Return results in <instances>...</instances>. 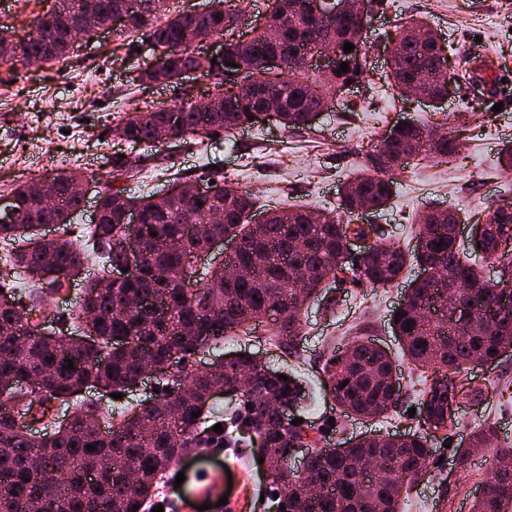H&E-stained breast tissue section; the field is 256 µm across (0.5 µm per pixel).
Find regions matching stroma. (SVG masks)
Returning <instances> with one entry per match:
<instances>
[{"label":"stroma","mask_w":512,"mask_h":512,"mask_svg":"<svg viewBox=\"0 0 512 512\" xmlns=\"http://www.w3.org/2000/svg\"><path fill=\"white\" fill-rule=\"evenodd\" d=\"M388 2L386 10L376 11L367 31L375 45L369 53L372 74L334 99L310 128L287 131L266 121L238 129L230 145L223 137L214 138L203 157L173 143L153 145V153L186 177L197 174L201 161H208L256 192L265 205L332 209L339 203L341 184L360 168L387 130L402 121H432L459 141L455 161L426 159L397 170L390 202L359 219L409 250L415 244L418 212L450 207L459 210L464 221L461 234L469 236L471 224L485 218L489 208L512 201V175L498 166L500 149L512 141V0ZM418 16L447 47L491 56L497 89H485L476 102L468 98L466 87L459 86L436 109L388 91L380 78L386 66L385 38L396 25ZM143 62L134 46L104 29L93 39L77 41L62 63L14 73L0 69V196L12 185L51 172L65 159L91 180L85 209L74 218L75 224L89 223L97 201L93 179L100 166L124 147L111 133L115 120L181 96L176 84L134 83ZM419 272L417 265H408L400 279L384 288L340 284L328 292L327 299L335 303L329 311L325 299H315L302 312L303 331L295 354H283L269 343L268 321L257 326L247 342L224 341L216 353L225 356L244 349L296 376L305 393L299 418L331 445L374 432H426L421 415L411 412L419 404L421 378L403 358L391 324L392 311ZM352 336L367 337L395 359L402 396L387 417L344 416L326 395L324 367ZM468 375L478 383L495 385L496 391L481 403L464 404L458 429L432 435L436 455H448L473 426L487 421L497 424L500 436H512V357L489 368L471 367ZM258 458L253 443L220 454L209 447L197 449L180 460L185 480L180 487L169 488L166 497L182 501L185 512H199L204 504L209 512H226L219 504L224 496L236 501V512H276L273 490ZM449 476L443 487L431 480L420 483L403 512H471L473 495L486 476L483 453H475L469 472Z\"/></svg>","instance_id":"obj_1"}]
</instances>
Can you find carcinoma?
<instances>
[{
    "label": "carcinoma",
    "instance_id": "carcinoma-1",
    "mask_svg": "<svg viewBox=\"0 0 512 512\" xmlns=\"http://www.w3.org/2000/svg\"><path fill=\"white\" fill-rule=\"evenodd\" d=\"M212 2L213 10L202 17L186 12L164 17L157 0H51L32 20L26 37L17 40L0 28V45H14L12 53H0V66L12 73L33 56L45 64L63 61L82 31L85 14L91 12L106 24L122 11L126 20L114 31L132 39L146 58L134 80L176 83L195 63L188 37L223 36L245 22L234 0ZM300 2L274 0L266 29L252 32L247 40L224 43V60L231 65L217 71L213 86L231 94V108L224 109L221 100L211 111L200 112L191 100L181 99L118 121L113 133L142 153L112 155L110 168L95 178L101 184L97 222L80 227L79 234L71 236L68 230L71 218L84 208V201L71 194L82 178L79 171L56 168L10 189L18 212L14 222L0 223V242L11 245L5 277L29 305L0 295V512H147L171 465L207 446L206 432L218 423L229 448L254 437L264 441L271 483L280 489L279 503L288 512H401L411 490L430 475L433 448L428 436L366 434L336 448L315 445L309 475L303 477L290 464L291 450L306 446L303 428L285 426L281 419L283 408L293 412L300 407L302 388L291 378H278L281 371L245 350L206 371L182 369L171 380L163 373L166 391L159 398L112 407V395L132 390L146 366L171 368L226 338L243 340L271 315L278 316L271 344L288 353L301 333L304 305L343 271L353 282L378 288L398 280L412 261L421 267L423 276L411 282L392 327L402 356L434 374L422 391L424 423L430 428L451 430L461 421V388L451 377L467 365L492 366L512 352V303L502 301L506 287L512 286V250L502 249L512 241V218L489 210L485 227L471 233L465 249L457 241L463 223L459 212L423 211L416 218L413 252L381 237L355 257L347 249L350 236H365L367 230L344 223L343 215L359 203L374 210L385 206L395 191L394 167L429 157L449 163L458 154L455 139L432 135L421 121L401 125L367 154L362 171L341 186V213L279 206L263 210L258 223L252 213L259 210V197L216 169L196 180H213L222 193L202 198L199 207L187 208L179 197L159 198L156 190L122 202L114 196L112 183L135 176L150 161L171 170L149 152L163 132L199 147L213 134L229 137L251 124L249 116L269 99L281 108L273 115L277 123L304 129L333 96L336 82L362 80L368 72L366 29L351 15L325 28L300 11ZM328 36L335 39L337 63H348L349 72L322 76L295 59L296 48L317 50ZM395 36L403 47L385 71L387 86L399 95L414 88L431 103L445 100L439 36L423 19ZM347 42L354 45L349 53L344 52ZM273 52L285 63L277 78L259 65L262 55ZM456 63L457 69L448 73L451 78L495 82L473 59ZM47 186L58 198L52 209L44 203ZM128 209L139 213V223H127ZM215 211L223 223H211ZM46 224L57 225L62 233L49 245L32 248ZM217 237L236 242L229 261L248 269L249 277L230 278L221 265L202 273L192 268L184 279L167 275L184 255L207 252ZM130 246L142 254L141 270L128 281H114L112 271ZM472 254L500 265L498 280L484 279ZM91 262L98 265V276L75 301L69 318H59L53 335H38L37 322L49 299ZM469 304L477 312L454 317ZM89 316L93 332L77 334L76 322ZM116 336L125 337L127 344L114 345ZM19 375L35 386L8 384ZM215 384L235 393L246 410L214 414L209 393ZM91 388L98 391L96 398L78 399ZM326 388L338 410L351 417H383L401 396L391 354L361 337L352 339L326 368ZM55 402H70L74 408L53 434L34 436L20 426L37 414L48 418ZM198 411L199 417H191ZM495 434L490 425L480 427L452 450L453 465L460 471L471 466L473 449L489 452L490 477L483 481L472 512H512V448L498 447ZM90 444L95 449L87 450Z\"/></svg>",
    "mask_w": 512,
    "mask_h": 512
}]
</instances>
